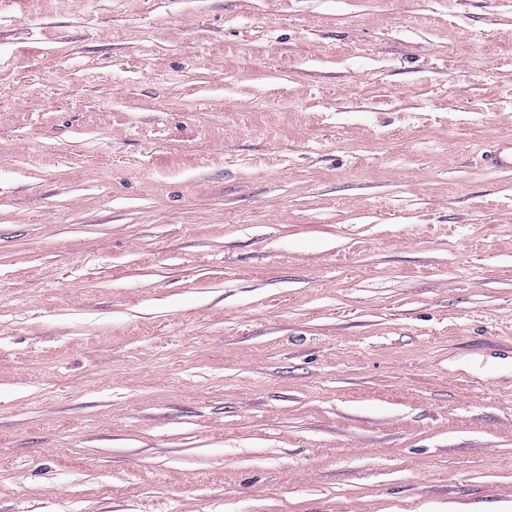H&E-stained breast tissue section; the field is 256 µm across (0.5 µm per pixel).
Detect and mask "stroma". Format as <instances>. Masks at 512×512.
I'll list each match as a JSON object with an SVG mask.
<instances>
[{"mask_svg": "<svg viewBox=\"0 0 512 512\" xmlns=\"http://www.w3.org/2000/svg\"><path fill=\"white\" fill-rule=\"evenodd\" d=\"M512 0H0V512H512Z\"/></svg>", "mask_w": 512, "mask_h": 512, "instance_id": "1", "label": "stroma"}]
</instances>
